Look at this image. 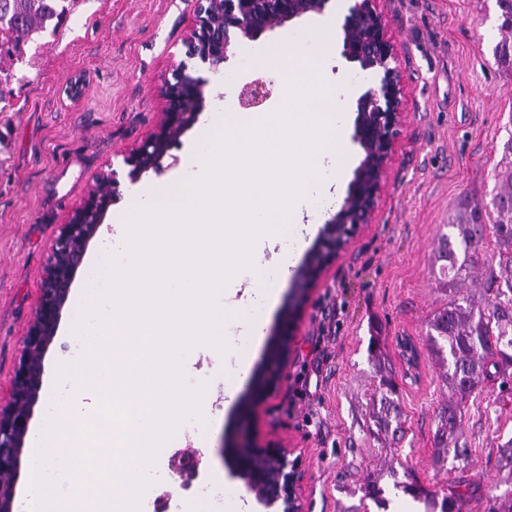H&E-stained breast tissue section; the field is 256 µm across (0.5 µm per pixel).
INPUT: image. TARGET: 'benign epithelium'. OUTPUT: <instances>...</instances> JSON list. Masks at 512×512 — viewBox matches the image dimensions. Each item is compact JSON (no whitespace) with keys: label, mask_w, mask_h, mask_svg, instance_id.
<instances>
[{"label":"benign epithelium","mask_w":512,"mask_h":512,"mask_svg":"<svg viewBox=\"0 0 512 512\" xmlns=\"http://www.w3.org/2000/svg\"><path fill=\"white\" fill-rule=\"evenodd\" d=\"M329 0H198L196 23L186 42V57L212 71L227 62L230 48L253 41L307 13H321ZM342 23L343 55L363 71L377 76L373 86L356 100L355 140L364 158L334 218L322 230L321 247L336 251L350 225L368 221L375 206L380 181L392 151L396 128L401 123L400 73L395 49L376 0H346ZM207 81L185 62L174 81L161 88L166 109L159 128L124 158L128 178L135 183L143 174L163 168V160L181 135L191 128L205 108ZM245 106H257L268 98L262 81L244 84L239 93ZM119 173L103 172L92 178L85 203L76 209L54 242L46 266L44 286L35 322L28 333L15 374V405L0 410V473L14 475L19 468L24 439L28 435L31 408L37 400L44 358L53 341L76 269L82 263L91 237L108 207L118 197ZM288 339L283 337L271 352V366L264 386L273 385L288 363ZM238 466L246 488L267 512H302L297 496L300 476L296 465L275 450L252 449L250 434L242 432Z\"/></svg>","instance_id":"benign-epithelium-1"}]
</instances>
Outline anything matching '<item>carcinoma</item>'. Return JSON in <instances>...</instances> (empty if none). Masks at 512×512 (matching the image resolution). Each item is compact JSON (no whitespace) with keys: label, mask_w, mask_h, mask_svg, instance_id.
Returning <instances> with one entry per match:
<instances>
[{"label":"carcinoma","mask_w":512,"mask_h":512,"mask_svg":"<svg viewBox=\"0 0 512 512\" xmlns=\"http://www.w3.org/2000/svg\"><path fill=\"white\" fill-rule=\"evenodd\" d=\"M66 0H0V55L19 50L20 44L66 11ZM501 10L502 39L494 56L512 72V0H497ZM500 188L491 199V209L461 200L450 226L455 238L443 236L436 260L446 283L458 284L472 271L484 268L483 301L452 299L434 314L429 323V349L441 367L448 401L438 410L435 430L437 461L448 456L464 460L469 449L460 443L463 404L479 394L490 379L506 386L512 381V134L504 141L500 162ZM493 237V255L481 259L487 236ZM370 355L379 377L370 395L372 413L369 432L379 441L396 439L403 433L401 409L393 370L381 348V327L373 329ZM426 512H461V503L473 497L472 483L455 479L448 487L431 494L417 482L401 485Z\"/></svg>","instance_id":"1"}]
</instances>
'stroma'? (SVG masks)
Masks as SVG:
<instances>
[{"instance_id": "stroma-1", "label": "stroma", "mask_w": 512, "mask_h": 512, "mask_svg": "<svg viewBox=\"0 0 512 512\" xmlns=\"http://www.w3.org/2000/svg\"><path fill=\"white\" fill-rule=\"evenodd\" d=\"M377 6L396 47L404 118L368 223L324 263L306 292L297 290L294 272L318 250L320 227L337 212L363 159L354 139L356 100L376 81L343 58L334 0L323 14L303 15L233 49L208 77L198 121L170 149L175 164L136 184L122 181L87 246L92 255L108 242L133 204L135 187L155 188L185 174L208 117L244 113L238 94L245 83L266 81L265 108L279 106L283 85L258 64L259 54L289 31L332 20L335 45L314 59L321 82L344 103L341 142L350 158L326 172L330 204L304 211L302 248L284 235L275 243L278 252H295V269L274 280L278 298L259 314L261 336L239 349L249 369L233 398L223 397L231 373L222 353L186 360V384L197 387L199 374H207L216 397L207 415L189 419L160 447L153 469L167 478L142 492L144 505L166 494L180 512H208L204 499L185 491L183 477L167 470L169 457L189 448L223 486L224 512H265L238 474L234 446L244 430L257 447L280 449L297 462L302 512H390L397 501L419 512L420 503L394 481L414 480L434 493L454 477L480 483L479 498L467 500L462 512H487L491 487L512 477L498 463L500 444L512 439V391L496 381L463 408L467 460L438 461L436 414L448 391L427 337L436 311L480 291L476 279L459 288L440 285L436 252L457 200L486 203L497 191L495 167L512 134V75L493 56L502 37L500 11L496 0H378ZM196 10V0H69L57 25L0 58V407L12 402L52 246L86 200L92 177L113 168L125 172L124 157L157 130L165 110L160 88L185 59ZM77 74L87 75L88 84L74 103L63 86ZM290 300L297 312L287 326L282 311ZM375 322L403 411V437L386 443L367 430L377 383L369 356ZM278 333L290 336V356L277 384L263 392L255 379ZM373 480L384 489V504L363 498Z\"/></svg>"}]
</instances>
